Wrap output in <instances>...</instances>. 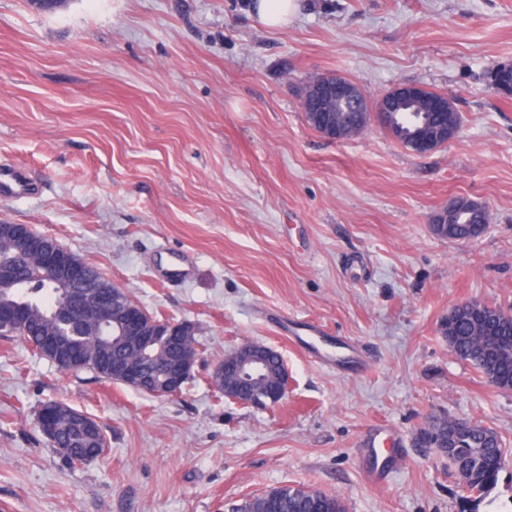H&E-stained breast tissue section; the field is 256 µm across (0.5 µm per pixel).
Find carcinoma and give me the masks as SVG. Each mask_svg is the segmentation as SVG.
Listing matches in <instances>:
<instances>
[{
	"label": "carcinoma",
	"instance_id": "cac0c4a2",
	"mask_svg": "<svg viewBox=\"0 0 512 512\" xmlns=\"http://www.w3.org/2000/svg\"><path fill=\"white\" fill-rule=\"evenodd\" d=\"M490 221V212L472 201L452 217L439 236L450 240L476 239L484 234ZM37 270L33 255L17 241L0 235V306L27 302L28 317L12 332L32 351L41 345L45 333L60 328L62 316L76 314L69 291L38 277ZM441 332L457 357L471 363L491 384L512 390V312L491 306L482 314H474L463 302L448 311ZM78 340L83 342L89 358L86 369L99 378L112 380V363L126 359L142 368L156 393L162 391L170 371L184 357L201 354V344L193 333L180 344L170 343L154 351L135 349L123 344L98 317L81 324ZM43 407L57 409L55 433L48 444L70 463L104 451L103 429L87 435L75 421L82 412L58 401H47ZM420 440L448 455L464 505L483 497L496 485L506 464L499 437L480 424L463 428L458 420L436 418L420 431ZM236 512H346V506L337 495L283 485L245 499Z\"/></svg>",
	"mask_w": 512,
	"mask_h": 512
}]
</instances>
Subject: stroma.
Returning a JSON list of instances; mask_svg holds the SVG:
<instances>
[{
    "label": "stroma",
    "mask_w": 512,
    "mask_h": 512,
    "mask_svg": "<svg viewBox=\"0 0 512 512\" xmlns=\"http://www.w3.org/2000/svg\"><path fill=\"white\" fill-rule=\"evenodd\" d=\"M252 3L0 0V164L34 184L0 198V223L55 237L202 344L181 393L156 397L0 338V512H229L285 484L347 512H512V457L465 506L447 456L418 440L435 417L478 421L512 453V391L440 332L460 302L512 306V98L486 80L512 63V0H300L279 29ZM319 73L371 102L404 83L448 94L460 131L426 155L375 125L328 140L301 102ZM458 197L489 210L481 237L432 232ZM280 315L356 344L364 367L326 368ZM245 342L284 359L275 407L211 381ZM48 400L101 425L99 459L72 465L48 446ZM380 427L402 443L379 485L385 447L360 448Z\"/></svg>",
    "instance_id": "35a3bbf8"
}]
</instances>
